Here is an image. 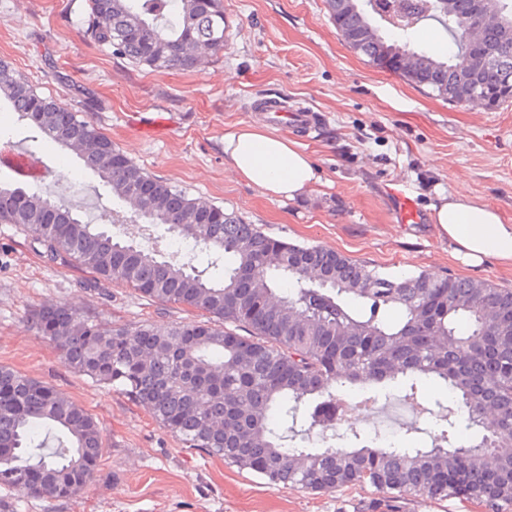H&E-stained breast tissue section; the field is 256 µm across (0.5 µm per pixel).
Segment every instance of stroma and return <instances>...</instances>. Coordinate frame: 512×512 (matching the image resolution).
<instances>
[{
  "label": "stroma",
  "mask_w": 512,
  "mask_h": 512,
  "mask_svg": "<svg viewBox=\"0 0 512 512\" xmlns=\"http://www.w3.org/2000/svg\"><path fill=\"white\" fill-rule=\"evenodd\" d=\"M85 0H0V58L40 96L67 104L144 172L218 205L272 237L321 245L400 275L420 272L512 288V268L471 269L450 254L428 216L440 193L462 191L512 220V105L457 106L380 69L340 38L323 0H224L236 21L228 50L189 71L132 64L86 39ZM311 108L300 142L325 185L275 198L236 177L224 132L265 119L262 101ZM42 149L76 181L70 203L88 220L121 201L69 150ZM406 189L421 220L397 218ZM69 303L106 324L196 319L119 285L90 287L81 271L47 262L16 225L0 224V365L59 388L103 425L93 482L70 499H35L1 488L13 512H482L455 499L408 497L385 506L375 488L313 492L270 487L203 449L182 447L121 391L64 366L34 326L43 304Z\"/></svg>",
  "instance_id": "obj_1"
}]
</instances>
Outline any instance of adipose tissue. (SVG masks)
Here are the masks:
<instances>
[{"label": "adipose tissue", "mask_w": 512, "mask_h": 512, "mask_svg": "<svg viewBox=\"0 0 512 512\" xmlns=\"http://www.w3.org/2000/svg\"><path fill=\"white\" fill-rule=\"evenodd\" d=\"M224 154L235 174L270 196L291 198L321 181L296 140L261 122L225 131ZM430 219L456 259L470 266L493 260L512 268V222L497 209L458 191L433 204Z\"/></svg>", "instance_id": "adipose-tissue-1"}]
</instances>
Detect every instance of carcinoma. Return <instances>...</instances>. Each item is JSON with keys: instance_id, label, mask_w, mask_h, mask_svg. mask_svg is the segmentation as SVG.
<instances>
[{"instance_id": "1", "label": "carcinoma", "mask_w": 512, "mask_h": 512, "mask_svg": "<svg viewBox=\"0 0 512 512\" xmlns=\"http://www.w3.org/2000/svg\"><path fill=\"white\" fill-rule=\"evenodd\" d=\"M388 0H324L346 44L379 65L407 56L397 71L460 106L512 105V38L486 31L475 41L460 25L473 0H399L410 19L392 40L364 37L369 14ZM439 22L454 50L440 60L411 46L421 23ZM87 36L160 71L190 70L224 51L222 0H86ZM475 80L459 84V66ZM29 122L26 153L39 179L63 177L42 153L53 141L74 151L133 216L165 224L196 255L224 258L223 277L175 254H156L83 221L26 177L0 182V223L15 224L49 262L90 282L122 284L143 297L182 305L201 319L159 326H105L78 308H38L36 328L64 365L127 394L186 448H201L272 487L311 491L370 486L387 499L457 498L485 512H512V289L426 273L390 278L323 246L266 235L218 206L189 197L138 168L71 108L40 97L0 59V104ZM370 384L396 389L432 419L431 446L354 447L336 432L341 395ZM440 396L429 400L419 388ZM360 391V390H358ZM365 394V391H360ZM467 415L459 439L457 416ZM318 435L322 451L302 443ZM103 427L66 393L0 365V488L26 497L69 499L100 466Z\"/></svg>"}]
</instances>
